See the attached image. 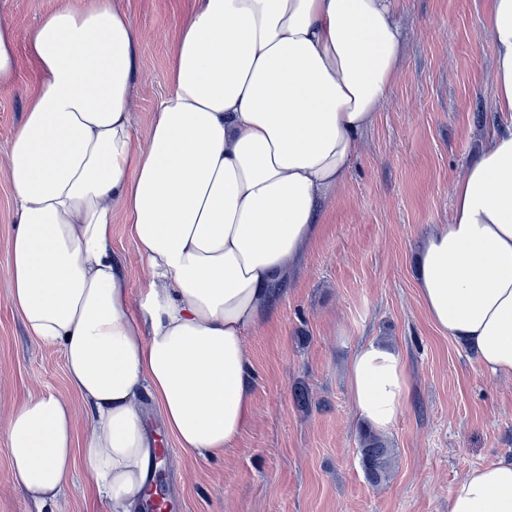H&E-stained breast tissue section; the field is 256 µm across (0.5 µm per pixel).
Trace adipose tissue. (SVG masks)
<instances>
[{
    "label": "adipose tissue",
    "instance_id": "ef3b65f1",
    "mask_svg": "<svg viewBox=\"0 0 512 512\" xmlns=\"http://www.w3.org/2000/svg\"><path fill=\"white\" fill-rule=\"evenodd\" d=\"M486 32L491 105L512 113V0H489ZM27 42L41 81L9 149L11 304L61 348L91 419L76 436L72 406L39 395L0 439L27 497H58L80 462L112 512H139L156 464L139 397L186 452L237 445L252 414L244 337L387 102L403 28L395 0H199L144 138L129 110L138 33L114 0L55 8ZM117 212L148 273L137 293L112 255ZM416 284L441 333L512 376V126L455 181ZM349 389L389 430L408 392L402 354L361 346ZM448 512H512V459L468 471Z\"/></svg>",
    "mask_w": 512,
    "mask_h": 512
}]
</instances>
